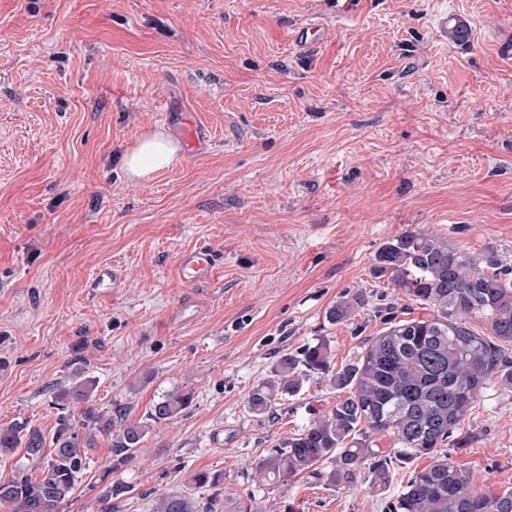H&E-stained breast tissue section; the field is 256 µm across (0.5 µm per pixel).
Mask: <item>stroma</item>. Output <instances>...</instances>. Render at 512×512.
Instances as JSON below:
<instances>
[{"label":"stroma","instance_id":"35a3bbf8","mask_svg":"<svg viewBox=\"0 0 512 512\" xmlns=\"http://www.w3.org/2000/svg\"><path fill=\"white\" fill-rule=\"evenodd\" d=\"M444 9L466 41L439 32ZM311 18L326 36L303 58L289 34ZM166 111L212 145L128 180L122 153ZM416 230L512 262V0H0V424L52 435L50 395L79 367L128 423L193 395L118 471L98 438L63 512H154L163 494L196 512H384L366 470L351 489L254 479L335 405L329 382L264 414L247 398L316 338L357 360L378 308L406 302L375 255ZM201 245L221 262L193 285L179 258ZM463 428L456 462L512 489V388L485 390ZM201 470L224 479L195 487ZM105 478L127 487L107 504ZM363 305L362 299L356 296L352 299L336 301V304L329 309V320L336 324L349 322L356 313V307H362ZM192 403V394L173 391L152 406L148 419L154 423H166L177 418Z\"/></svg>","mask_w":512,"mask_h":512}]
</instances>
